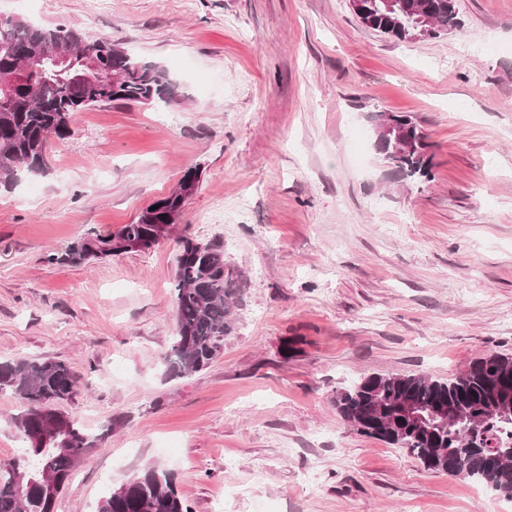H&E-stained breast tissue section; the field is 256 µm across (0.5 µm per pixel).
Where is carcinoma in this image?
<instances>
[{"label": "carcinoma", "mask_w": 512, "mask_h": 512, "mask_svg": "<svg viewBox=\"0 0 512 512\" xmlns=\"http://www.w3.org/2000/svg\"><path fill=\"white\" fill-rule=\"evenodd\" d=\"M394 11L385 0H364L362 23L403 42L404 29L423 8L436 39L461 30L456 0H397ZM73 51L67 64H56L60 49ZM95 54L104 69L120 76L116 83L86 82L85 57ZM29 62L24 82L8 97L0 95V186L13 187L20 173L45 174L49 138H66L76 112L103 103L167 102L171 80L165 68L129 53L107 37L66 25L43 26L15 18L0 22V68ZM411 140L388 163L402 180L431 178L432 156L422 128L410 129ZM146 206L136 222L112 235L89 228L62 251L46 255L49 264L79 265L93 258L145 251L164 215L183 207L175 189ZM176 334L165 358L168 370L189 376L207 368L224 352V337L235 329L232 308L241 295L238 278L224 260L223 246L181 239L174 279ZM78 379L61 360L0 361V393L25 406L16 423L28 447L21 459L0 468V512H54L50 500L29 472L48 462L60 482L68 483L75 459L94 445L75 418L58 409L72 398ZM512 390V356L486 353L454 377L422 374H370L336 392L343 420L358 432L405 449L427 470L448 473L487 486L512 498V412L498 413ZM411 400L424 409L448 407V421L425 430L401 416L400 404ZM97 512H191L171 473L146 468L112 489Z\"/></svg>", "instance_id": "obj_1"}]
</instances>
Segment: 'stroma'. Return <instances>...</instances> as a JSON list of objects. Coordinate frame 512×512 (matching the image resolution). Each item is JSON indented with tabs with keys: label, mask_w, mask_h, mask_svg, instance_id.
Returning a JSON list of instances; mask_svg holds the SVG:
<instances>
[{
	"label": "stroma",
	"mask_w": 512,
	"mask_h": 512,
	"mask_svg": "<svg viewBox=\"0 0 512 512\" xmlns=\"http://www.w3.org/2000/svg\"><path fill=\"white\" fill-rule=\"evenodd\" d=\"M462 33L398 42L350 0H0V15L111 38L164 66L162 106L75 113L46 174L0 191V360L67 362L63 409L95 437L54 512H96L148 467L192 512H512L336 412L371 373L448 377L512 354V0H457ZM427 135L432 178H395L369 115ZM200 167L152 249L50 265L116 232ZM241 279L223 354L178 377L179 239ZM297 338L291 354L286 339ZM0 394V465L27 442Z\"/></svg>",
	"instance_id": "1"
}]
</instances>
